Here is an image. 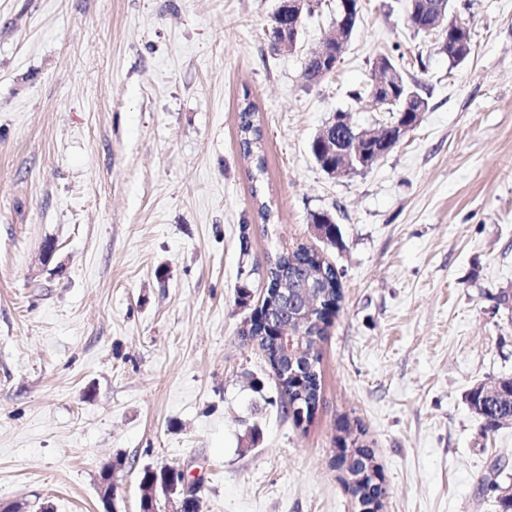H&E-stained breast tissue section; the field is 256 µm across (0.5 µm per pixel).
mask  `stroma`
Listing matches in <instances>:
<instances>
[{"label": "stroma", "mask_w": 512, "mask_h": 512, "mask_svg": "<svg viewBox=\"0 0 512 512\" xmlns=\"http://www.w3.org/2000/svg\"><path fill=\"white\" fill-rule=\"evenodd\" d=\"M278 3L0 0V504L100 512L99 467L120 456L118 512H139L145 466L202 476L200 512H358L333 463L345 423L375 450L382 512H502L486 485L512 486V425L483 432L465 396L512 376V0H454L472 43L456 65L407 0H364L316 85L302 65L336 0L290 52L271 47ZM392 50L429 110L372 168L330 177L310 143L340 110L383 120L351 93ZM321 210L340 246L313 236ZM300 243L343 293L302 424L238 300ZM255 112H257L255 105L251 101H248L247 98H245L243 105L239 110L240 149L245 157H256L255 168L259 174H263V156L255 155L256 150L259 149L260 141L262 140L261 130L254 124L253 117Z\"/></svg>", "instance_id": "1"}]
</instances>
